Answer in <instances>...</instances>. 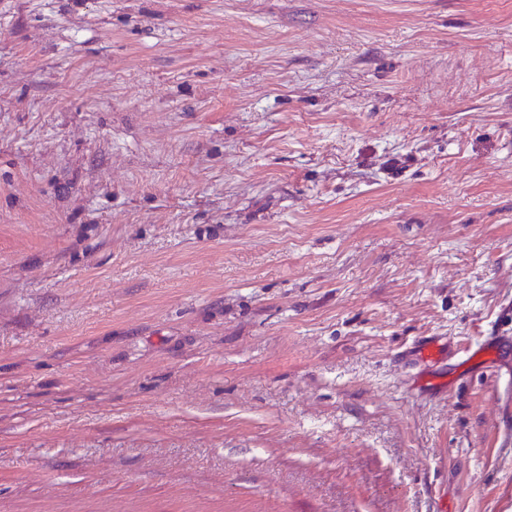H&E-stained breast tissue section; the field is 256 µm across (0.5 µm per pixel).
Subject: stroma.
<instances>
[{"mask_svg":"<svg viewBox=\"0 0 512 512\" xmlns=\"http://www.w3.org/2000/svg\"><path fill=\"white\" fill-rule=\"evenodd\" d=\"M512 0H0V512H512Z\"/></svg>","mask_w":512,"mask_h":512,"instance_id":"35a3bbf8","label":"stroma"}]
</instances>
